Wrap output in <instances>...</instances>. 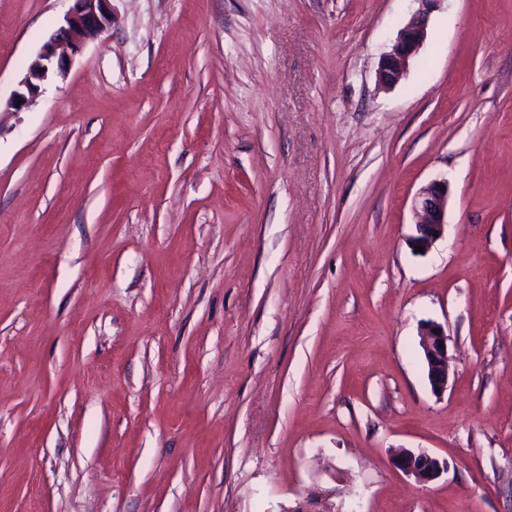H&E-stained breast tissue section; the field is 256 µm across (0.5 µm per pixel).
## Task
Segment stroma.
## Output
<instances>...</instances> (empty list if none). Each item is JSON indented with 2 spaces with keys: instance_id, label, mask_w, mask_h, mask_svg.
Here are the masks:
<instances>
[{
  "instance_id": "obj_1",
  "label": "stroma",
  "mask_w": 512,
  "mask_h": 512,
  "mask_svg": "<svg viewBox=\"0 0 512 512\" xmlns=\"http://www.w3.org/2000/svg\"><path fill=\"white\" fill-rule=\"evenodd\" d=\"M71 6L0 0L1 101ZM419 7L112 0L0 110V512H512V0H438L379 89ZM73 6L46 39L27 73L7 101V107L21 112L34 104L42 84L51 77L64 76L85 43L106 31L112 24V0H71ZM17 98L22 100L16 107ZM420 8L400 30L391 51L386 54L378 70V81L382 87H392L400 82L407 72L410 61L418 54L427 36L430 10L438 0H418ZM448 192L446 180H432L415 194L412 207L419 218L415 223V234L411 238L415 250L417 246H422L423 252H427L444 235L447 226L445 217L448 211ZM419 336L428 382L434 392L443 393L448 389V332L439 324L426 323ZM393 464L406 477L419 485L436 480L445 470L440 460L424 450L401 449L393 457Z\"/></svg>"
}]
</instances>
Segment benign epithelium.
Returning <instances> with one entry per match:
<instances>
[{"instance_id": "1", "label": "benign epithelium", "mask_w": 512, "mask_h": 512, "mask_svg": "<svg viewBox=\"0 0 512 512\" xmlns=\"http://www.w3.org/2000/svg\"><path fill=\"white\" fill-rule=\"evenodd\" d=\"M420 8L400 30L391 51L386 54L378 70V81L383 87L400 82L410 61L418 54L427 36L430 10L437 0H419ZM112 24V0H73V6L46 39L27 73L7 101V107L20 112L34 104L41 93L42 84L51 77L67 73L74 57L85 43L106 31ZM22 103H17V100ZM412 207L418 216L413 246L428 251L445 233L448 211V181L432 180L415 194ZM422 351L427 379L436 393L448 389V332L435 323L420 328ZM393 464L403 475L420 485L436 480L445 470L440 460L424 450L401 449L393 457Z\"/></svg>"}]
</instances>
